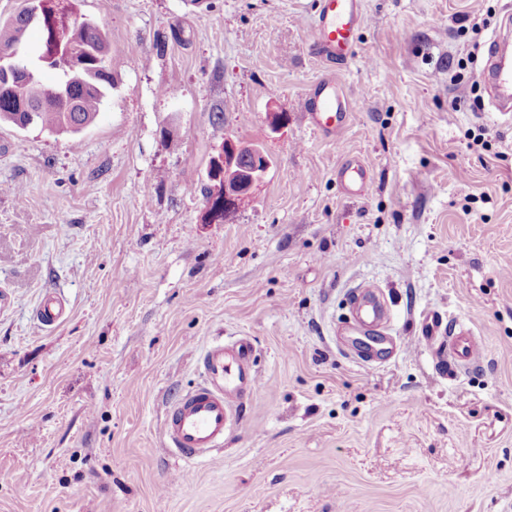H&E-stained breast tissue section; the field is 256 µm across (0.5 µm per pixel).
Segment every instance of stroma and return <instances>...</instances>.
Returning a JSON list of instances; mask_svg holds the SVG:
<instances>
[{"label":"stroma","instance_id":"stroma-1","mask_svg":"<svg viewBox=\"0 0 512 512\" xmlns=\"http://www.w3.org/2000/svg\"><path fill=\"white\" fill-rule=\"evenodd\" d=\"M316 2L76 0L112 46L95 121L0 123V512H512V119L477 81L508 0H362L333 139L302 110ZM229 135L272 166L209 224ZM366 285L390 320L348 330ZM429 316L482 360L438 364ZM218 336L249 337L260 381L187 466L164 416ZM336 176L349 196L362 197L370 189V168L359 156L346 158L336 169ZM65 312V307L58 299L47 296L41 303L37 316L39 321L44 326H52L62 318Z\"/></svg>","mask_w":512,"mask_h":512}]
</instances>
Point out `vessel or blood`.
<instances>
[{
	"label": "vessel or blood",
	"mask_w": 512,
	"mask_h": 512,
	"mask_svg": "<svg viewBox=\"0 0 512 512\" xmlns=\"http://www.w3.org/2000/svg\"><path fill=\"white\" fill-rule=\"evenodd\" d=\"M363 24L361 0H317L316 16L308 41L313 57L329 65L344 64L356 55L355 34ZM479 80L487 90L495 111L512 112V13H506L502 29L491 41ZM303 108L310 126L333 137L346 129L353 99L347 96L334 75L328 74L307 91ZM346 193L364 196L371 185L370 168L358 156L346 158L336 170ZM355 321L379 329L387 323L375 287L367 286L350 298ZM422 335L435 349L439 361L449 368L470 366L482 357V348L468 332L449 327L447 335L434 328ZM202 380L168 409L163 433L171 453L185 461L204 458L223 447L224 438L240 418L245 399L256 388L255 348L249 338L231 342L215 340L201 354Z\"/></svg>",
	"instance_id": "1"
}]
</instances>
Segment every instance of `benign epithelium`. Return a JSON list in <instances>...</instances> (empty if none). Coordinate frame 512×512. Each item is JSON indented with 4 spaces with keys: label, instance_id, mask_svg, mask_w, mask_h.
Wrapping results in <instances>:
<instances>
[{
    "label": "benign epithelium",
    "instance_id": "1",
    "mask_svg": "<svg viewBox=\"0 0 512 512\" xmlns=\"http://www.w3.org/2000/svg\"><path fill=\"white\" fill-rule=\"evenodd\" d=\"M4 73L5 82L15 91L33 83L32 71L21 62L4 67ZM267 171L268 157L260 146L232 137L224 139V144L209 163L208 222L215 224L225 220L232 212L249 203Z\"/></svg>",
    "mask_w": 512,
    "mask_h": 512
}]
</instances>
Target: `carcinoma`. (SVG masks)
<instances>
[{"instance_id":"carcinoma-1","label":"carcinoma","mask_w":512,"mask_h":512,"mask_svg":"<svg viewBox=\"0 0 512 512\" xmlns=\"http://www.w3.org/2000/svg\"><path fill=\"white\" fill-rule=\"evenodd\" d=\"M67 0H47L41 49L49 50V62L59 82L47 85L38 80L24 93V101L35 107L34 123L51 133L75 134L94 122L100 112L112 76L106 61L111 45L100 26L65 5ZM26 31L25 19L0 25V51L11 48ZM21 100L0 88V121L20 126Z\"/></svg>"}]
</instances>
